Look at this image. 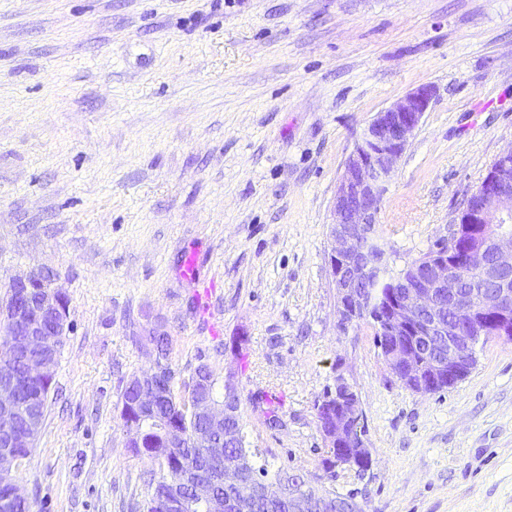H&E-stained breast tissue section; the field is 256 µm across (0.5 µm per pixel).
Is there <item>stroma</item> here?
Listing matches in <instances>:
<instances>
[{
	"mask_svg": "<svg viewBox=\"0 0 512 512\" xmlns=\"http://www.w3.org/2000/svg\"><path fill=\"white\" fill-rule=\"evenodd\" d=\"M421 85L437 94L374 228L389 279L447 237L512 146V0H0V295L51 269L73 326L15 473L34 512H146L120 400L155 325L177 375L234 373L274 466L326 478L314 403L341 375L372 465L332 488L363 512H512V341L421 395L370 324H337L345 161Z\"/></svg>",
	"mask_w": 512,
	"mask_h": 512,
	"instance_id": "1",
	"label": "stroma"
}]
</instances>
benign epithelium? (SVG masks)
Returning a JSON list of instances; mask_svg holds the SVG:
<instances>
[{
    "label": "benign epithelium",
    "instance_id": "obj_1",
    "mask_svg": "<svg viewBox=\"0 0 512 512\" xmlns=\"http://www.w3.org/2000/svg\"><path fill=\"white\" fill-rule=\"evenodd\" d=\"M436 96L432 85H421L377 112L364 127L349 155L345 174L334 196L329 257L336 288L339 324L370 319L378 330L382 356L397 380L418 394H428L448 382L456 384L476 365V345L496 337L512 338V147L499 156V166L489 169L477 190L478 211L484 232L476 237V262L459 266L443 242L407 266L391 282L390 299L384 308L373 311L363 285L381 280L385 250L377 246L374 224L387 186L410 139L429 111ZM476 270L495 288H467L465 282ZM39 283L42 293L35 303H27V291ZM8 292L19 301L0 328L7 327L8 357L0 360V476L18 468L14 449L30 441L38 430L37 420L25 412L17 392L29 380L54 375L59 342L70 330L69 308L63 306L62 289L48 268L13 277ZM138 404L150 409L163 396L154 377L134 378ZM331 398L327 422L320 426L324 447L336 449L333 467L353 470L352 462L371 457L364 432V415L351 384L339 376ZM192 408L205 417L207 426L192 436L179 427L168 429L172 448L192 445L203 450L207 473L183 477L196 503L206 512H224V497L214 492L224 482L238 512H248L257 498L282 501L288 512H310L314 501L329 509L332 497L322 493L302 495L280 483L251 481L224 458L221 439L235 436L233 421L238 412V392L224 382V401L210 394L206 371L195 374ZM25 417L26 429L18 431L12 421Z\"/></svg>",
    "mask_w": 512,
    "mask_h": 512
}]
</instances>
